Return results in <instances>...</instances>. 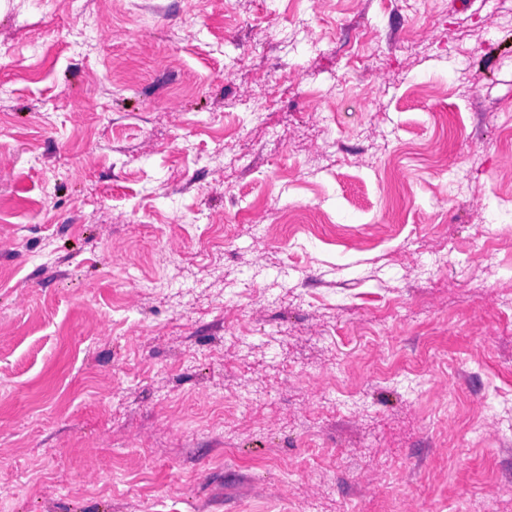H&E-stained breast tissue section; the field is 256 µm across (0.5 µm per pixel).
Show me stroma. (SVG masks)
<instances>
[{
    "label": "stroma",
    "mask_w": 512,
    "mask_h": 512,
    "mask_svg": "<svg viewBox=\"0 0 512 512\" xmlns=\"http://www.w3.org/2000/svg\"><path fill=\"white\" fill-rule=\"evenodd\" d=\"M0 512H512V0H0Z\"/></svg>",
    "instance_id": "stroma-1"
}]
</instances>
